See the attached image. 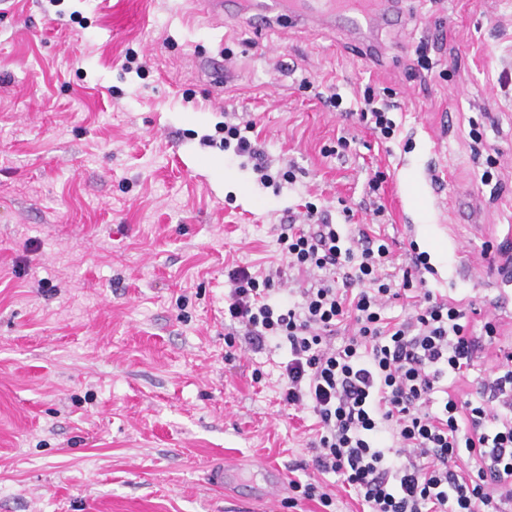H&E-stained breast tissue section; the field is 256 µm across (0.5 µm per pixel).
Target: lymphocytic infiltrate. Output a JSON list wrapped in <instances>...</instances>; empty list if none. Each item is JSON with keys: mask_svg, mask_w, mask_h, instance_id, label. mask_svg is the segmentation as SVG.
<instances>
[{"mask_svg": "<svg viewBox=\"0 0 512 512\" xmlns=\"http://www.w3.org/2000/svg\"><path fill=\"white\" fill-rule=\"evenodd\" d=\"M325 102L379 139L396 133L390 91ZM254 128L225 121L224 139L271 185ZM305 209L278 237L282 267L229 271L224 315L252 351L287 350L282 399L317 418L313 469L354 491L362 512H512V351L496 356V319L474 328V304L429 289L425 253L396 267L387 237L341 233ZM399 301L405 315L387 316ZM489 356L493 370L465 393Z\"/></svg>", "mask_w": 512, "mask_h": 512, "instance_id": "lymphocytic-infiltrate-1", "label": "lymphocytic infiltrate"}]
</instances>
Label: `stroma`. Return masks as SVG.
<instances>
[{
	"label": "stroma",
	"instance_id": "1",
	"mask_svg": "<svg viewBox=\"0 0 512 512\" xmlns=\"http://www.w3.org/2000/svg\"><path fill=\"white\" fill-rule=\"evenodd\" d=\"M401 9L402 27L359 30L193 19L185 0H0V512H360L339 488L327 506L291 489L317 478L314 419L281 401L286 352L224 327L227 271L277 262L309 201L368 224L380 199L402 264L432 236L429 288L495 309L512 347V285L481 256L512 242V0ZM330 85L393 89L395 139L327 107ZM228 112L295 182L264 186L220 147ZM473 120L500 189L480 183ZM227 452L254 466L224 493L206 474ZM271 467L284 488L262 502Z\"/></svg>",
	"mask_w": 512,
	"mask_h": 512
}]
</instances>
